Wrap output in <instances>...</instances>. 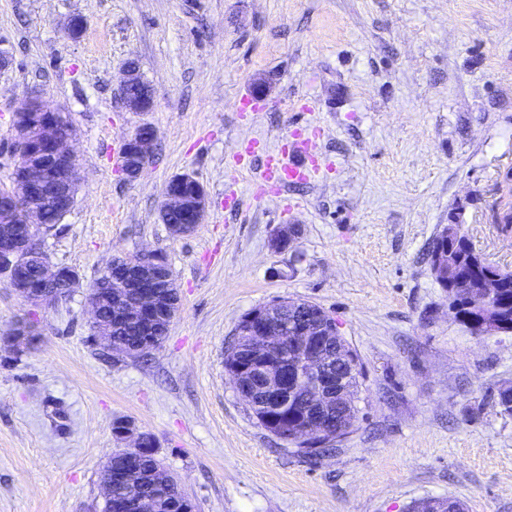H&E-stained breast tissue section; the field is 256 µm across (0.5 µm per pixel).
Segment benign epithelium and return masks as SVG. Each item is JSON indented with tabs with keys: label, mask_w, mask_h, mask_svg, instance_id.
<instances>
[{
	"label": "benign epithelium",
	"mask_w": 512,
	"mask_h": 512,
	"mask_svg": "<svg viewBox=\"0 0 512 512\" xmlns=\"http://www.w3.org/2000/svg\"><path fill=\"white\" fill-rule=\"evenodd\" d=\"M126 76L120 85L123 105L132 112H148L153 102L136 92H127L135 85L137 69L127 63ZM58 112L38 100L23 101L15 110L16 137L10 146L14 159L12 190L0 198V274L5 276L15 293L34 305L52 306L76 287L78 280L62 271L59 266L43 264L32 271L26 266L25 246L37 243L35 230L46 219L45 209L51 203L72 202L73 190L78 181V164L70 142L75 136L72 128L63 129L58 124ZM155 139L154 130L148 125L139 127L125 140L128 162L136 165L124 171L130 180L137 178L142 162L147 160ZM192 179L188 174L168 181L163 190L162 214H179L183 224L178 234L187 235L203 222L208 206L204 186L187 196L181 185ZM163 270L162 281L170 280L168 267L161 264L160 253L148 251L126 261L117 282L116 292L95 290L89 297V308L95 335L91 341L103 345L115 354L125 357H143L156 346L146 340L134 348L110 336L112 326L101 318L102 308L113 310L117 318L139 324L146 334L154 327V315L159 296L155 290L157 270ZM284 308L276 303L253 310L247 317V327L242 335L248 337L254 348V362L249 365L233 364L238 385L235 390L240 398L256 409L264 411V420L282 433L293 445L309 451L322 446L325 437L333 438L327 424L308 419L302 425H288V406L294 400L298 385L306 384L317 396L325 393L329 382V359L324 351V341L329 339L330 328L325 313L315 315L317 324L300 325L296 329L298 348L288 356V362L276 360V353L283 337L278 327V317ZM38 338L34 323L17 325L10 336L14 343L31 344ZM123 437L133 438V445L125 452L136 457L155 449L143 448L144 436L133 429L124 431ZM127 473L112 470V458H107L101 481L105 501L112 512H127L133 504L112 498V487L126 482Z\"/></svg>",
	"instance_id": "1"
}]
</instances>
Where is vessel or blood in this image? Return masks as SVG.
I'll use <instances>...</instances> for the list:
<instances>
[{"label": "vessel or blood", "instance_id": "1", "mask_svg": "<svg viewBox=\"0 0 512 512\" xmlns=\"http://www.w3.org/2000/svg\"><path fill=\"white\" fill-rule=\"evenodd\" d=\"M319 130L310 133H292L290 138L284 139L278 150L265 151L260 140L248 141L243 153L235 157L238 169H246V157L264 152L263 169L256 187L257 195L266 192H279L286 187H295L306 184L318 171L316 158L317 139Z\"/></svg>", "mask_w": 512, "mask_h": 512}]
</instances>
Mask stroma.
Wrapping results in <instances>:
<instances>
[{"label":"stroma","instance_id":"stroma-1","mask_svg":"<svg viewBox=\"0 0 512 512\" xmlns=\"http://www.w3.org/2000/svg\"><path fill=\"white\" fill-rule=\"evenodd\" d=\"M86 29L67 39L63 21ZM0 190L16 107L40 98L76 130L74 206L41 234L50 262L81 285L34 306L0 276V512H102L101 468L118 420L152 435L196 512H409L429 497L465 512H512V333L477 336L448 305L428 251L464 225L477 253L512 270L500 221L512 170V0H0ZM138 60L148 112L120 100ZM267 111L249 122L253 86ZM156 132L128 180L112 149ZM322 132L309 184L255 197L231 159L243 141L277 149ZM189 174L208 192L202 224L172 235L162 191ZM235 187L239 212L225 213ZM294 228L293 242L272 239ZM162 252L180 311L159 350L106 355L91 344L90 283L113 256ZM317 304L363 377L360 412L331 451L310 456L262 427L224 357L252 309ZM41 338L6 336L22 319Z\"/></svg>","mask_w":512,"mask_h":512}]
</instances>
